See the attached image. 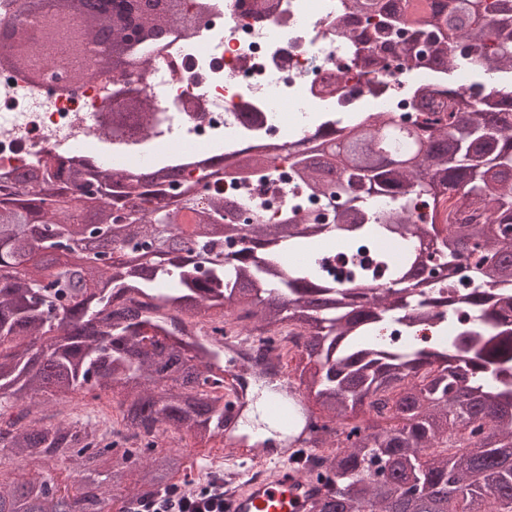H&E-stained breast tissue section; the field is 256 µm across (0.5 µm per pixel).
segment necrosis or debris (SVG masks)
Returning <instances> with one entry per match:
<instances>
[{"mask_svg": "<svg viewBox=\"0 0 512 512\" xmlns=\"http://www.w3.org/2000/svg\"><path fill=\"white\" fill-rule=\"evenodd\" d=\"M341 13L342 0H211L198 28L144 48L134 76L149 117L132 131L109 124L112 74L53 85L0 66V175L50 154L123 174L182 164L199 192L225 194L205 161L246 146L286 152L324 112H407L401 95L370 86L424 85L429 70L390 55L361 75L364 48L340 34Z\"/></svg>", "mask_w": 512, "mask_h": 512, "instance_id": "obj_1", "label": "necrosis or debris"}]
</instances>
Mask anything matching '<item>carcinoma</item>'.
I'll use <instances>...</instances> for the list:
<instances>
[{
    "instance_id": "obj_1",
    "label": "carcinoma",
    "mask_w": 512,
    "mask_h": 512,
    "mask_svg": "<svg viewBox=\"0 0 512 512\" xmlns=\"http://www.w3.org/2000/svg\"><path fill=\"white\" fill-rule=\"evenodd\" d=\"M428 50L431 82L404 90L416 112L406 125L391 112H338L320 121L318 143L288 153L303 196L276 224H227L226 200H204L193 184L119 177L83 161L49 157L29 184L0 180V454L45 471L69 461L62 480L20 481L0 470V512H109L102 489L134 480L132 497L165 493L185 470L180 452L154 450L136 472L137 449L98 446L95 426L36 415L60 394L120 398L117 439L182 430L196 444L224 437V345L200 343L184 322L249 324L245 336L295 330L296 379L329 421L315 447L330 448L324 492L309 512H512V0H349L341 33L381 50L399 29ZM477 64L466 100L455 82ZM334 145L341 173L325 179L316 152ZM222 180L247 186L280 173L266 151L223 158ZM388 201L377 209L369 196ZM341 199L333 224L353 258L378 252L390 285L352 288L373 272L350 264L338 284L316 262L286 265V253L318 255L325 224L308 222L306 203ZM429 211H420V206ZM192 212V223H176ZM90 211L95 228L73 221ZM114 256L75 253L89 234ZM177 237L186 248L166 249ZM242 246L224 255V241ZM470 271L472 291L453 275ZM473 322L437 344L399 349L378 341L396 321L411 332L460 304ZM163 310L161 336L143 327Z\"/></svg>"
}]
</instances>
